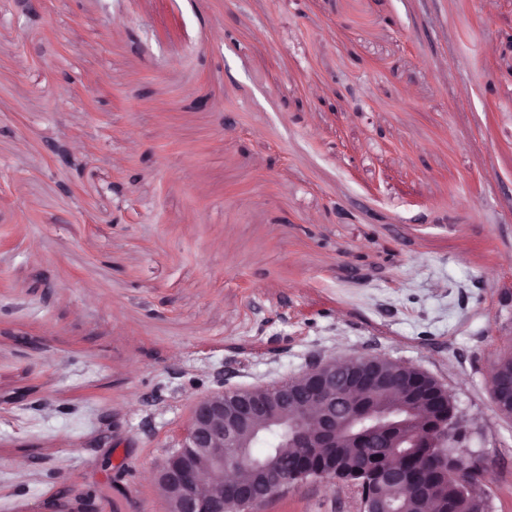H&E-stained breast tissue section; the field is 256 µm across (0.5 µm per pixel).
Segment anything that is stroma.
I'll use <instances>...</instances> for the list:
<instances>
[{
  "label": "stroma",
  "instance_id": "stroma-1",
  "mask_svg": "<svg viewBox=\"0 0 512 512\" xmlns=\"http://www.w3.org/2000/svg\"><path fill=\"white\" fill-rule=\"evenodd\" d=\"M509 34L512 0H0V512L65 481L113 512L107 456L122 512H164L214 372L315 353L440 380L512 512ZM358 510L333 481L259 512ZM495 363L502 372L511 373L512 353L501 356ZM495 363L493 364L491 375V393L495 404L498 406L502 398L512 389V383L499 375Z\"/></svg>",
  "mask_w": 512,
  "mask_h": 512
}]
</instances>
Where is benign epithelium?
Here are the masks:
<instances>
[{
    "label": "benign epithelium",
    "mask_w": 512,
    "mask_h": 512,
    "mask_svg": "<svg viewBox=\"0 0 512 512\" xmlns=\"http://www.w3.org/2000/svg\"><path fill=\"white\" fill-rule=\"evenodd\" d=\"M377 356L360 354L347 357H312L306 368L292 377L293 386L286 382L251 387L227 385L224 371L214 376L215 387L198 398L189 413L186 427L176 447L153 472L157 492L165 512H251L253 508L278 497L293 486L321 480H334L332 471H290L280 456L254 459L239 441L242 430L257 435L277 428L284 440L297 448L310 451L331 448L342 428L378 430L396 424L407 427L411 413L412 394L390 405H378L370 413H359L356 398L368 387L387 389L398 385L399 375L387 376L378 369H366ZM512 389V383L492 368L491 393L500 403ZM113 417L104 419L95 448H110L114 443ZM467 420L461 413L448 419V425L430 435L414 437L412 444L432 449L431 470L435 476L427 488L428 496L438 495L442 483L459 478L451 462L461 459L470 468L482 471L475 483L463 484L471 512H491L485 491L487 473L483 458L466 445ZM246 464L255 480L243 483L236 478V468ZM388 480L400 489L409 488L406 467L401 455H396ZM94 492H75L56 499L57 507L49 512H100Z\"/></svg>",
    "instance_id": "obj_1"
}]
</instances>
